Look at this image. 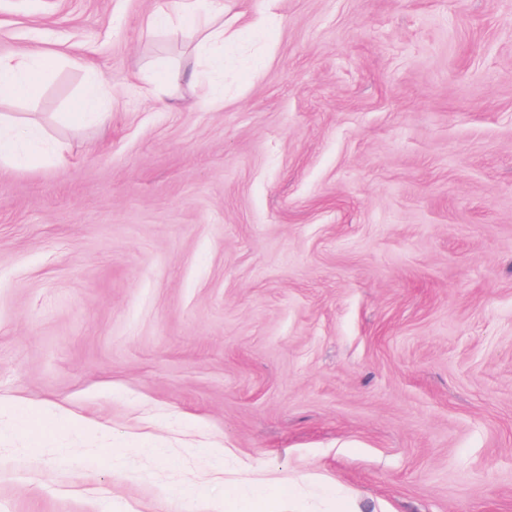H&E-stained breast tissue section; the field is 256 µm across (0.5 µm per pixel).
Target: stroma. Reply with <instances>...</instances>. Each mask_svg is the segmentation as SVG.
<instances>
[{"instance_id":"1","label":"stroma","mask_w":512,"mask_h":512,"mask_svg":"<svg viewBox=\"0 0 512 512\" xmlns=\"http://www.w3.org/2000/svg\"><path fill=\"white\" fill-rule=\"evenodd\" d=\"M166 0H0V512H203L226 481L512 512V0H234L224 100ZM106 116L79 120L89 81ZM55 61L56 56L48 51L32 56L0 58V100L35 97L39 87L33 78L34 71L50 68ZM42 136L38 127L20 124L0 115V161L6 166L27 164L42 156Z\"/></svg>"}]
</instances>
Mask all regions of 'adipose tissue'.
I'll return each mask as SVG.
<instances>
[{
	"instance_id": "obj_1",
	"label": "adipose tissue",
	"mask_w": 512,
	"mask_h": 512,
	"mask_svg": "<svg viewBox=\"0 0 512 512\" xmlns=\"http://www.w3.org/2000/svg\"><path fill=\"white\" fill-rule=\"evenodd\" d=\"M225 11L224 0H169L165 10L148 16L146 25L152 30H179L200 36L205 46L231 43L237 38L236 31L210 24L211 19L223 17ZM55 61V55L46 51L32 56L0 58V100L35 97L39 87L33 78L34 71L52 67ZM46 150L54 154L56 163H63L60 147L43 148L38 127L0 115L1 164H27ZM230 492L241 504V512H301L299 505L290 504L284 485L263 478L232 485Z\"/></svg>"
}]
</instances>
